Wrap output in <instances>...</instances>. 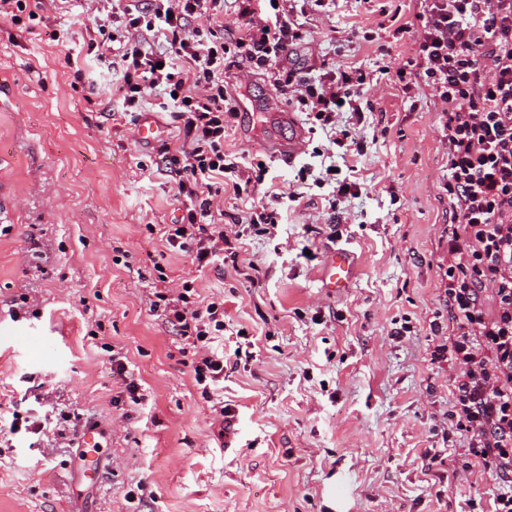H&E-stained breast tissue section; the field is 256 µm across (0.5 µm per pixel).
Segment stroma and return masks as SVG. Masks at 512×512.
I'll return each mask as SVG.
<instances>
[{
    "label": "stroma",
    "instance_id": "stroma-1",
    "mask_svg": "<svg viewBox=\"0 0 512 512\" xmlns=\"http://www.w3.org/2000/svg\"><path fill=\"white\" fill-rule=\"evenodd\" d=\"M87 3L0 19V512H491L498 479L465 452L429 328L453 326L440 107L423 83L389 75L418 57L407 29L419 0H326L299 16L304 39L282 67L361 68L362 115L339 114L340 146L307 133L287 164L261 117L239 114L225 151L304 198L201 270L158 233L182 215L156 167L182 136L162 96L140 114L159 129L153 143L117 114L108 64L88 51ZM70 57L87 64L81 82ZM224 85L293 110L260 72L227 71ZM343 181L360 188L332 205ZM335 248L353 276L332 293ZM185 280L224 301L226 426L185 339L151 309ZM398 324L408 333L394 336Z\"/></svg>",
    "mask_w": 512,
    "mask_h": 512
}]
</instances>
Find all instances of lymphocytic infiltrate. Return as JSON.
Wrapping results in <instances>:
<instances>
[{"mask_svg":"<svg viewBox=\"0 0 512 512\" xmlns=\"http://www.w3.org/2000/svg\"><path fill=\"white\" fill-rule=\"evenodd\" d=\"M239 24L228 35L223 0H96L88 46L96 58H118L117 92L124 114L164 96L184 137L159 165L176 177L184 214L161 239L204 268L234 246L224 231L220 198L240 190L244 157L224 151V123L236 117L224 86L228 67L264 71L273 86L322 128L341 112L359 114L366 82L356 68L313 81L282 71L281 59L302 40L299 25L273 0H237ZM204 25H195L198 17ZM415 72L440 104L448 141L453 210L448 227V313L455 332L436 350L454 369L452 408L468 450L502 485L493 512H512V0H421ZM177 295L158 294L167 321L188 339L202 393L226 416L217 394L224 355L211 341L224 330V303L196 298L194 281Z\"/></svg>","mask_w":512,"mask_h":512,"instance_id":"1","label":"lymphocytic infiltrate"}]
</instances>
